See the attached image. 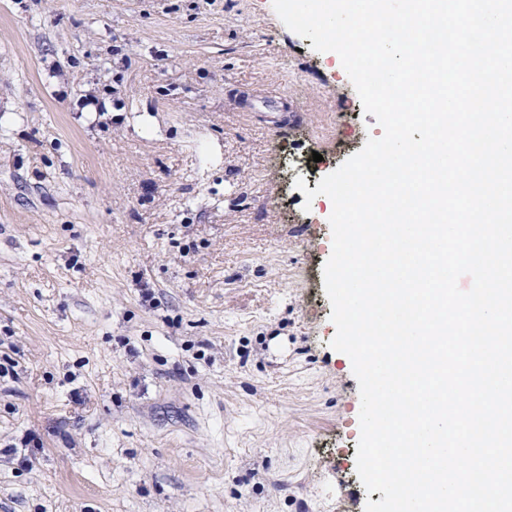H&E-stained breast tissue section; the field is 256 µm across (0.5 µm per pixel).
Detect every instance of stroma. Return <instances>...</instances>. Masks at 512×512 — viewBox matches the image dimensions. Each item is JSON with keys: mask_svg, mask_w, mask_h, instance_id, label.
Listing matches in <instances>:
<instances>
[{"mask_svg": "<svg viewBox=\"0 0 512 512\" xmlns=\"http://www.w3.org/2000/svg\"><path fill=\"white\" fill-rule=\"evenodd\" d=\"M333 63L272 0H0V512L381 500L294 185L383 132ZM262 110L266 121L273 127L279 126L282 121L283 111L299 112L296 101L290 97L268 93L257 96L244 110V112H255Z\"/></svg>", "mask_w": 512, "mask_h": 512, "instance_id": "stroma-1", "label": "stroma"}]
</instances>
